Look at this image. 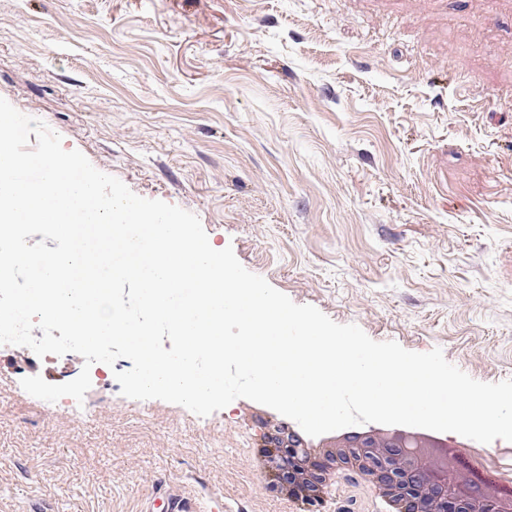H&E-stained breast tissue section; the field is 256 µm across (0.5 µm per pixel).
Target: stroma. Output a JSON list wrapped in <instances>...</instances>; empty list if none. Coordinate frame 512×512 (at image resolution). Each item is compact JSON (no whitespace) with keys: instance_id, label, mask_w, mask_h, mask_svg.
<instances>
[{"instance_id":"35a3bbf8","label":"stroma","mask_w":512,"mask_h":512,"mask_svg":"<svg viewBox=\"0 0 512 512\" xmlns=\"http://www.w3.org/2000/svg\"><path fill=\"white\" fill-rule=\"evenodd\" d=\"M0 97L293 302L512 379V0H0ZM79 360L0 347V512H138L161 483L307 512L254 475V401L20 385ZM315 510L386 505L346 475Z\"/></svg>"}]
</instances>
